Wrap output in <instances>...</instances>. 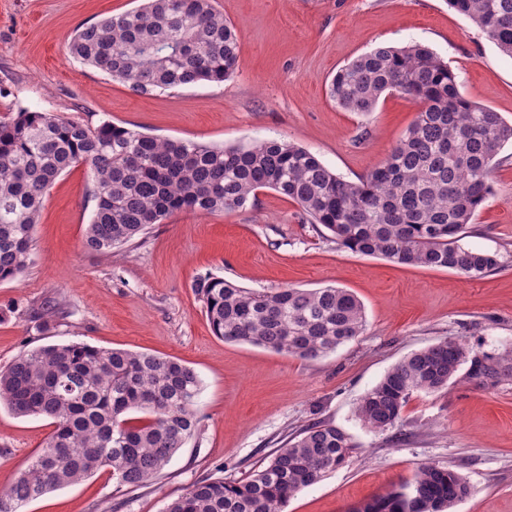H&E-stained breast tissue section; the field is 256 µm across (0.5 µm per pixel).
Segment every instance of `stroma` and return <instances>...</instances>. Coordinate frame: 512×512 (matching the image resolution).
<instances>
[{"mask_svg":"<svg viewBox=\"0 0 512 512\" xmlns=\"http://www.w3.org/2000/svg\"><path fill=\"white\" fill-rule=\"evenodd\" d=\"M139 4L0 0V119L27 108L217 147L282 138L356 182L387 157L420 104L386 93L370 114L348 112L330 99L329 83L376 46L420 43L448 63L468 100L512 124V58L446 0H214L238 40L234 75L151 95L133 94L68 52L77 28ZM498 158L493 194L462 243L498 253L501 266L476 280L341 248L271 189L230 213L175 212L105 257L84 246L96 209L87 170L63 173L44 196L32 264L0 282V369L26 351L74 342L175 358L201 380L199 427L144 487L117 491L104 469L23 512H163L199 479H246L316 422L343 429L355 450L283 512H357L422 464L455 469L469 482L472 493L455 512H512V378L482 385L458 374L440 391L413 393L385 431L355 414L393 365L446 337L481 355L512 352V145ZM209 274L256 291L348 289L364 305L365 329L312 360L224 341L193 288ZM48 301L61 312L46 324ZM51 431L48 420L0 405V489Z\"/></svg>","mask_w":512,"mask_h":512,"instance_id":"stroma-1","label":"stroma"}]
</instances>
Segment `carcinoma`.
<instances>
[{"mask_svg": "<svg viewBox=\"0 0 512 512\" xmlns=\"http://www.w3.org/2000/svg\"><path fill=\"white\" fill-rule=\"evenodd\" d=\"M447 2L512 57V0ZM69 52L137 95L222 82L239 58L235 33L212 0H145L78 28ZM385 92L413 98L421 109L388 156L357 183L284 139L210 147L110 121L90 128L21 109L0 120V282L29 268L42 198L78 165L88 166L95 186L84 245L99 254L127 245L176 211L232 212L268 188L352 252L471 280L498 269L499 254L474 251L461 240L492 193L495 158L512 142V124L466 99L448 64L420 44L378 46L341 67L329 85L330 97L347 112L373 111ZM193 288L215 336L301 359L336 351L366 325L362 303L344 288L251 291L210 275ZM465 364L470 380L512 375L511 353L480 357L445 338L395 364L361 397L357 418L373 431L393 427L413 392L448 386ZM200 387L194 369L148 352L71 343L20 355L0 371V403L19 417L50 420L53 430L28 469L0 491V512H19L102 469L119 488L147 485L197 432ZM353 448L342 429L314 423L247 480L203 478L165 512H283L288 499L345 464ZM469 494L458 472L424 464L374 507L454 512Z\"/></svg>", "mask_w": 512, "mask_h": 512, "instance_id": "cac0c4a2", "label": "carcinoma"}]
</instances>
